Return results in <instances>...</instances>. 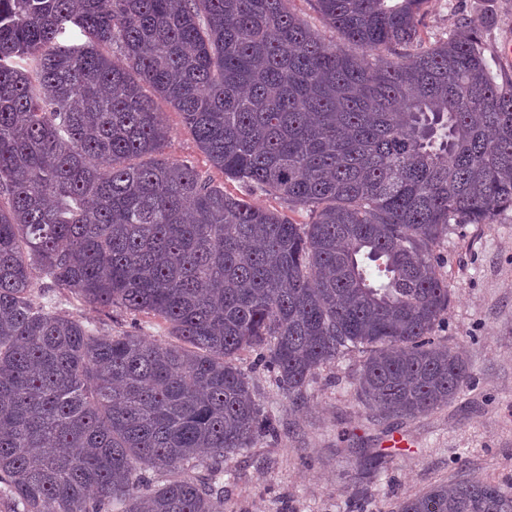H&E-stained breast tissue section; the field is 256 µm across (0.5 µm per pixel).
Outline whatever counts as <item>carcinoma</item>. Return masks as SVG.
I'll list each match as a JSON object with an SVG mask.
<instances>
[{
  "instance_id": "carcinoma-1",
  "label": "carcinoma",
  "mask_w": 512,
  "mask_h": 512,
  "mask_svg": "<svg viewBox=\"0 0 512 512\" xmlns=\"http://www.w3.org/2000/svg\"><path fill=\"white\" fill-rule=\"evenodd\" d=\"M0 0V507L217 512L224 459L270 424L244 350L298 403L365 354L358 397L418 417L467 386L436 329L451 224L512 208V77L469 23L410 59L428 0ZM174 106L212 167L304 208L224 192L164 153ZM181 344L35 305L37 274ZM399 512H512L471 480ZM296 12L301 16L311 27L316 29L326 40L337 41L347 50L357 51L354 46L340 41L336 34L329 28L323 25L319 16L314 10L313 2L308 0H292Z\"/></svg>"
}]
</instances>
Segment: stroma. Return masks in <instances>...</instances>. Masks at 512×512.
I'll return each mask as SVG.
<instances>
[{"mask_svg": "<svg viewBox=\"0 0 512 512\" xmlns=\"http://www.w3.org/2000/svg\"><path fill=\"white\" fill-rule=\"evenodd\" d=\"M470 20L480 25L498 70L512 76V0H428L422 41L433 43ZM156 108L171 132L170 157L191 162L225 192L286 213L294 223L308 222V211L289 209L279 197L210 166L182 114L162 100ZM438 252L450 301L437 334L467 360V387L428 415L380 422L356 395L361 353L320 368L296 404L255 366L254 353H242L238 364L275 431L225 461L231 478L219 512H397L407 497L437 484L474 478L512 486V209L491 224L452 225ZM40 283L37 303L80 319L94 332L171 339L157 319L93 309L48 276ZM396 435L405 447H391ZM374 452L384 455L383 467L356 482L361 461Z\"/></svg>", "mask_w": 512, "mask_h": 512, "instance_id": "stroma-1", "label": "stroma"}]
</instances>
